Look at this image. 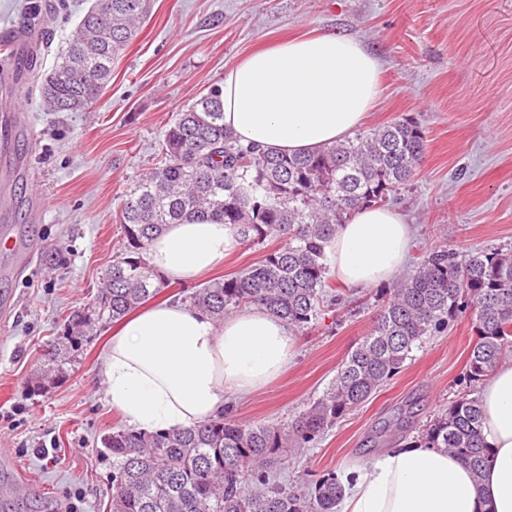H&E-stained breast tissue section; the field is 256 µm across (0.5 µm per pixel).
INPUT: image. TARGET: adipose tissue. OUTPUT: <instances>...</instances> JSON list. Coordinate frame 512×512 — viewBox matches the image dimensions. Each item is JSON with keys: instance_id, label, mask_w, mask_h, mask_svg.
Wrapping results in <instances>:
<instances>
[{"instance_id": "adipose-tissue-1", "label": "adipose tissue", "mask_w": 512, "mask_h": 512, "mask_svg": "<svg viewBox=\"0 0 512 512\" xmlns=\"http://www.w3.org/2000/svg\"><path fill=\"white\" fill-rule=\"evenodd\" d=\"M381 66L360 42L306 34L257 50L224 71V125L244 145L288 154L344 140L380 92ZM413 228L398 210L371 207L340 225L327 248L345 287L389 283L404 268ZM237 246L230 226L169 225L146 259L172 284L220 267ZM293 330L252 305L223 324L168 299L136 312L109 338L98 379L106 402L136 431L210 422L288 367ZM482 437L491 454L481 478L453 453L415 441L340 474L336 512H512V359L483 380Z\"/></svg>"}]
</instances>
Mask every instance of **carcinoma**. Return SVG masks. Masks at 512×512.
Segmentation results:
<instances>
[{"label":"carcinoma","instance_id":"cac0c4a2","mask_svg":"<svg viewBox=\"0 0 512 512\" xmlns=\"http://www.w3.org/2000/svg\"><path fill=\"white\" fill-rule=\"evenodd\" d=\"M149 0L93 4L67 50L41 84L47 112H84L112 78L115 58L137 37ZM425 134L403 118L313 152L288 155L242 145L224 128L219 87L177 113L161 141L162 159L124 195V243L96 294L64 326L32 388L63 378L94 328L123 319L168 287L147 263L153 238L170 224L208 218L232 227L240 243L280 245L264 258L183 294L216 323L257 304L296 331L310 329L325 306L342 302L326 246L339 225L364 206H384L410 185L422 163ZM369 333L341 360L320 395L288 425L231 415L173 432L114 427L103 435L112 457L109 512H335L343 488L335 473L299 494L277 465L310 448L346 412L364 405L431 337L468 316L476 341L464 380L477 386L512 351V250L459 257L426 250L401 280L377 297ZM479 397L467 392L425 425L417 439L455 453L480 476Z\"/></svg>","mask_w":512,"mask_h":512}]
</instances>
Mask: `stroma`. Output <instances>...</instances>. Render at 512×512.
Here are the masks:
<instances>
[{
    "label": "stroma",
    "instance_id": "stroma-1",
    "mask_svg": "<svg viewBox=\"0 0 512 512\" xmlns=\"http://www.w3.org/2000/svg\"><path fill=\"white\" fill-rule=\"evenodd\" d=\"M92 0H0V57L10 34L38 18L43 42L1 105L28 121L0 153V239L40 243L25 280L0 248V296L19 307L0 322V448L37 492L12 510L50 512L82 494V512H107L112 459L101 438L120 418L97 392L110 325L83 343L69 375L41 391L30 379L64 322L95 294L124 234L120 202L159 160L170 118L224 78L225 67L262 44L310 31L360 40L381 62L382 91L364 123L402 118L423 129L426 150L395 204L414 229L407 261L444 245L459 255L512 249V0H150L137 39L112 66V80L83 112H46L41 82ZM374 290L351 297L296 335L287 372L233 408L255 422L293 420L321 394L371 328ZM476 335L469 319L414 351L404 370L340 418L313 447L289 459L281 478L298 491L323 474L411 441L448 403Z\"/></svg>",
    "mask_w": 512,
    "mask_h": 512
}]
</instances>
